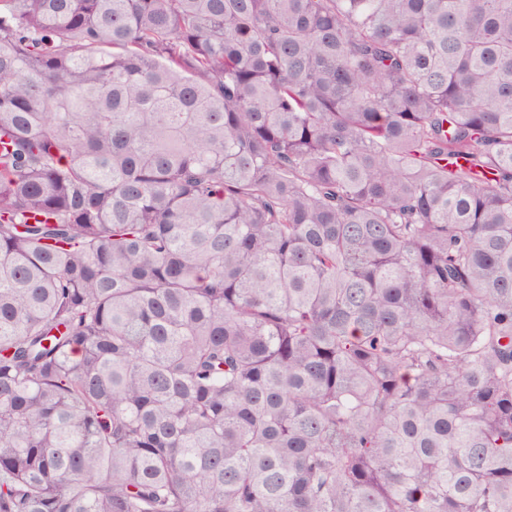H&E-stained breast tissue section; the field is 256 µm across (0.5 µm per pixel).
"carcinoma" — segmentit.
Returning <instances> with one entry per match:
<instances>
[{
    "label": "carcinoma",
    "instance_id": "cac0c4a2",
    "mask_svg": "<svg viewBox=\"0 0 512 512\" xmlns=\"http://www.w3.org/2000/svg\"><path fill=\"white\" fill-rule=\"evenodd\" d=\"M0 512H512V0H0Z\"/></svg>",
    "mask_w": 512,
    "mask_h": 512
}]
</instances>
